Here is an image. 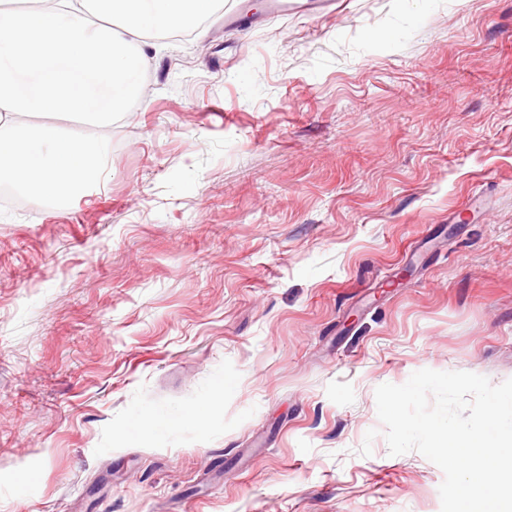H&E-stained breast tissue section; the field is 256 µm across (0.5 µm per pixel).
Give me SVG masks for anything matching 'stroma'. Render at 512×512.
I'll return each instance as SVG.
<instances>
[{"label":"stroma","instance_id":"1","mask_svg":"<svg viewBox=\"0 0 512 512\" xmlns=\"http://www.w3.org/2000/svg\"><path fill=\"white\" fill-rule=\"evenodd\" d=\"M290 3L159 40L103 180L0 203V512H441L375 390L512 378V0ZM199 414L195 409H187L175 418L147 415L141 418L128 432L129 438L133 440L143 439L153 428L177 427L190 423H199Z\"/></svg>","mask_w":512,"mask_h":512}]
</instances>
